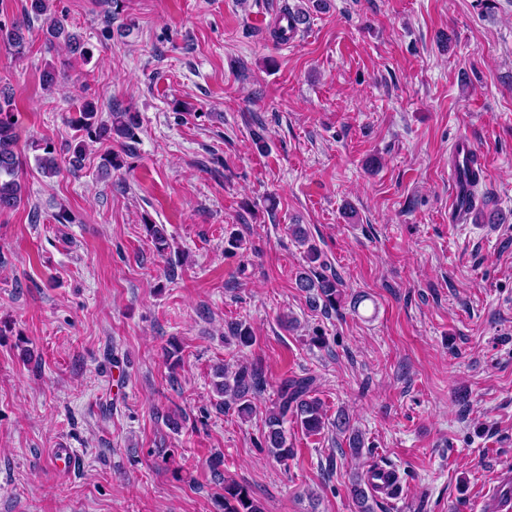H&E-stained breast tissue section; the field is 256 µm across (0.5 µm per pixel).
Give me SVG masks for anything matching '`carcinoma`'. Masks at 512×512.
<instances>
[{"mask_svg": "<svg viewBox=\"0 0 512 512\" xmlns=\"http://www.w3.org/2000/svg\"><path fill=\"white\" fill-rule=\"evenodd\" d=\"M39 20L45 36V43L51 47L55 43H64L69 49L85 59L90 58L92 51L86 47L83 36L68 28V19L64 15L50 9V0H26L23 7V18L9 24L0 23V44L8 47L15 56L22 57L26 51L25 31L32 20ZM282 20L286 24L278 26L273 36L285 41L301 21V13H292L289 9L282 11ZM14 100L11 94L0 91V212L18 207L23 200V186L18 179L21 166L18 151V137L13 118ZM79 116L70 121L75 134L69 145L71 157L68 169L76 174L82 168L86 155V141L100 144H118L124 152L132 149L137 138V122L134 114L122 110L110 113L103 119L95 104L85 99L78 107ZM44 154L37 157L40 173L45 177H53L60 173L61 165L50 143L42 147ZM147 236L158 251L169 248L166 228L163 224L144 225ZM307 260L310 268L299 274L298 286L313 295V299L322 300L324 312L337 310L341 296V282L334 276H326L316 267L323 266L321 254L313 246H308ZM231 337L241 346L253 343L252 332L241 323L230 325ZM264 383L261 368L256 365H240L236 368L218 366L214 370L212 387L217 395L215 406L219 410L233 409L242 418L249 417L253 412L252 398L260 391ZM314 379L311 377L285 378L277 390V399L268 410L265 418L266 430L263 434V445L275 458L286 460L294 455V449L288 444V435L284 424L288 417L300 424L308 434H318L324 429L326 416L320 400L312 396ZM336 431L349 433L348 446L351 454H360L362 439L350 431L349 419L345 414L336 415L332 422ZM223 460L215 458L210 461V469L221 485V492L213 496L217 512H260V506L253 500L247 487L222 476L219 467ZM350 494L357 512H371L368 505V492L364 477L359 474L352 476Z\"/></svg>", "mask_w": 512, "mask_h": 512, "instance_id": "obj_1", "label": "carcinoma"}]
</instances>
